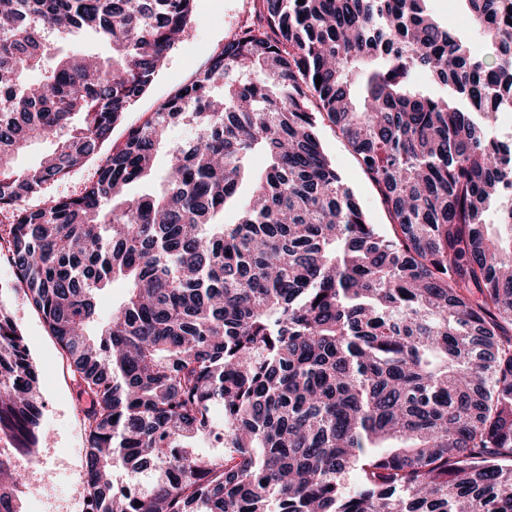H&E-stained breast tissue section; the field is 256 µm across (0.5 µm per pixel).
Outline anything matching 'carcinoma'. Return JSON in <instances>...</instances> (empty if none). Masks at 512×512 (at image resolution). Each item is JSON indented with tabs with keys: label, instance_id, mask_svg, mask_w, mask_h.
I'll return each instance as SVG.
<instances>
[{
	"label": "carcinoma",
	"instance_id": "1",
	"mask_svg": "<svg viewBox=\"0 0 512 512\" xmlns=\"http://www.w3.org/2000/svg\"><path fill=\"white\" fill-rule=\"evenodd\" d=\"M428 2L256 0L257 21L79 190L29 209L112 137L195 0H0V240L95 399L85 512H512V136L478 120L512 107V0H463L491 64ZM83 28L112 56L53 52ZM325 122L389 232L324 150ZM177 124L193 136L173 145ZM162 148V189L124 194ZM257 151L271 164L241 198ZM491 208L505 242L481 230ZM116 277L128 298L100 322ZM40 418L0 303V512H21L13 458L36 453ZM205 439L220 451L198 453ZM118 472L152 480L133 496ZM320 135L326 152L344 175L370 222L377 224L381 231L389 232V215L382 205L374 185L358 166L345 141L327 122L320 127Z\"/></svg>",
	"mask_w": 512,
	"mask_h": 512
}]
</instances>
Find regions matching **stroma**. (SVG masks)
Returning a JSON list of instances; mask_svg holds the SVG:
<instances>
[{
    "label": "stroma",
    "mask_w": 512,
    "mask_h": 512,
    "mask_svg": "<svg viewBox=\"0 0 512 512\" xmlns=\"http://www.w3.org/2000/svg\"><path fill=\"white\" fill-rule=\"evenodd\" d=\"M254 0H196L193 20L183 39L169 52L164 68L149 92L125 116L112 133L121 143L128 128L139 125L175 89L206 65L212 52L251 17ZM323 146L344 175L371 223L389 231L390 218L377 191L358 166L334 127L322 125ZM0 301L6 303L39 371L42 403L41 439L37 464L20 473L22 512H84L86 492V428L80 406L89 405L54 338L40 315L17 289L14 272L0 261Z\"/></svg>",
    "instance_id": "1"
}]
</instances>
